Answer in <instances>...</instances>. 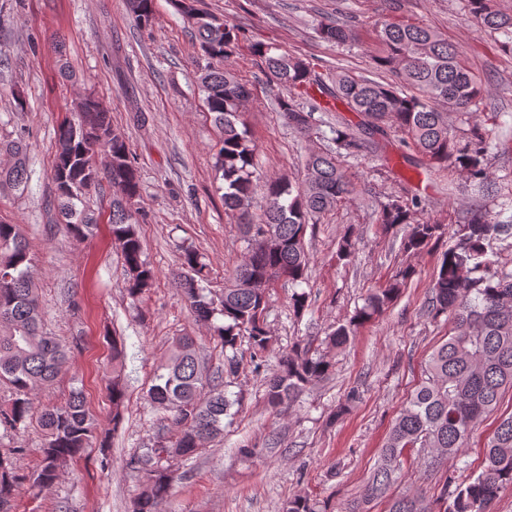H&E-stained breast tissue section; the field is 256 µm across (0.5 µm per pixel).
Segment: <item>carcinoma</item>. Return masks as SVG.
<instances>
[{
	"label": "carcinoma",
	"instance_id": "1",
	"mask_svg": "<svg viewBox=\"0 0 512 512\" xmlns=\"http://www.w3.org/2000/svg\"><path fill=\"white\" fill-rule=\"evenodd\" d=\"M155 0H126L139 23L155 21ZM467 19L495 36L503 54L512 56V14L496 8L494 0H466ZM179 11L192 25L205 65L198 67V88L208 113L221 129V147L215 166L224 183V209L244 219L243 237L248 256L232 273L231 284L219 298L204 293L202 283L210 270L193 247L183 249L177 275L181 297L195 318L215 327L222 354L224 376H207L195 339L189 334L173 339L165 364L154 374L148 397L164 411L155 444L128 462L140 491L131 501V512H156L174 488L177 476L167 465L171 458L193 459L205 443L224 435V417L239 399L226 395V379L237 374L242 339H248L250 358L258 361L271 343L265 314L270 290L280 281L304 282L310 264L306 235L318 219L357 194L341 159L369 149H382L381 141L392 133L403 135L412 148L415 166L424 171L462 172L478 183L489 179L488 156L498 140L495 129L472 119L483 103L485 89L480 75L469 67L458 47L432 26L410 21L385 20L376 26L378 52L374 68L390 74L388 82L349 72H320L304 58L274 43H255L268 80L287 95L277 109L288 126L305 136L318 127L313 111L297 101L313 90L344 104L363 117L358 125L340 118L330 127L333 147L311 153L298 176L285 175L263 185L262 212L249 216L256 190L252 156L256 141L243 117L250 89L243 79L220 62L231 55L242 38L241 29L198 8V0H177ZM322 39L346 44L354 39L348 24L322 23ZM462 118V126L451 116ZM53 167L57 208L67 233L76 239L88 236L94 219L87 208L92 187L106 178L119 198L112 204V236L119 242L127 272L125 290L139 303L155 284V272L143 258L139 235L140 180L132 162L130 144L114 132L110 113L94 96L80 98L75 117L56 134ZM15 157L0 171V181L24 188L28 172L22 144L8 145ZM110 157L105 169L95 156ZM426 198L403 187L380 203L376 223L383 233L406 228L399 250L415 254L445 236L443 225L424 213ZM512 236V221L501 219L480 206L466 212L454 231L455 242L444 251L434 278L427 311L454 323V334L433 349L424 378L399 411L385 447L367 480L364 498L344 512H366L365 504L388 495L403 461L417 451L427 466L437 467L457 456L483 418L512 389V272L495 267L485 242ZM356 251V239L345 232L337 242L336 261L348 264ZM29 243L19 224L0 221V383L9 388L0 399V428L8 433L37 420L44 437L43 456L34 471L32 487L42 489L58 470L80 457L87 448L110 447L111 431L124 419L126 389L125 354L120 340L112 339V429L97 426L85 409L81 390L73 389L66 401L35 414L30 398L39 386L53 381L69 360V350L42 329V312L36 285L30 275ZM415 275L400 268L383 287L369 291L361 308L344 323L331 327L324 342L341 350L356 329L382 315ZM335 363L326 354L298 340L282 356L278 369L265 380L267 405L278 408L308 387L328 378ZM512 487V414L499 419L484 452L482 471L465 485L448 490L443 483L439 498L452 500L443 512H490L500 492ZM18 485L11 463L0 456V512H11ZM282 512H333L308 495L289 498ZM388 512H432L419 496L394 495Z\"/></svg>",
	"mask_w": 512,
	"mask_h": 512
}]
</instances>
